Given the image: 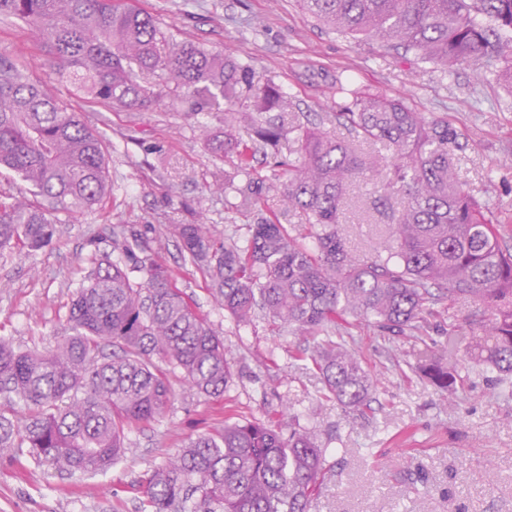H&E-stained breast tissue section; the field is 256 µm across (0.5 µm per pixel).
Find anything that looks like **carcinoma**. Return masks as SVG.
Listing matches in <instances>:
<instances>
[{"mask_svg": "<svg viewBox=\"0 0 512 512\" xmlns=\"http://www.w3.org/2000/svg\"><path fill=\"white\" fill-rule=\"evenodd\" d=\"M328 29L402 50L450 71L471 67L484 81L512 89V0H300ZM0 19L39 34L50 58L49 79L69 84L75 98L139 108L152 102L150 80L173 84L181 111L224 110V134L203 131L215 156L236 161L245 182L239 207L254 214L248 244L216 237L204 221L173 224L184 262L204 271L224 310L247 319L255 309L307 336H322L310 360L327 396L347 410L367 407L377 378L343 335L365 322L381 336L428 333L433 305L464 296L486 319L472 328L471 359L512 377V251L503 225L460 183L457 131L427 120L403 101L361 94L336 114L348 133L300 131L285 122L293 102L269 78L232 55L173 43L157 20L124 0H0ZM380 143L393 161L362 144ZM106 137L57 100L48 82L0 53V169L27 185L0 198V248L48 247L58 214L90 211L109 192ZM258 148L280 161L282 194L300 222L286 226L262 210L250 160ZM374 181L389 210L392 235L370 255H357L339 233L347 186ZM319 227L315 249L301 228ZM110 251L92 254L91 268L71 297V334L46 352L18 350L0 337V458L27 456L37 467L68 475L105 471L121 458L127 433L169 408V374L202 397L224 394L231 369L224 340L187 302L150 238L117 224ZM448 350L419 366L445 396L465 379ZM165 362L160 366L157 360ZM23 407L24 416L17 415ZM325 449L318 434L257 421H224L189 440L138 482L141 512H309Z\"/></svg>", "mask_w": 512, "mask_h": 512, "instance_id": "obj_1", "label": "carcinoma"}]
</instances>
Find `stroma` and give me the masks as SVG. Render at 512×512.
<instances>
[{
    "mask_svg": "<svg viewBox=\"0 0 512 512\" xmlns=\"http://www.w3.org/2000/svg\"><path fill=\"white\" fill-rule=\"evenodd\" d=\"M160 22L175 42H193L231 54L272 79L300 116L336 137L334 123L348 97L336 83L402 99L428 119H444L464 145L457 175L512 226V96L496 83L478 82L469 67L445 76L414 56H380L376 45L337 34L306 13L298 0H130ZM0 50L43 80L51 63L24 24L0 25ZM83 121L107 140L111 191L94 210L57 225L53 245L39 252L0 250V336L17 348L44 351L67 334L70 295L95 249H106L112 224L155 229L156 248L196 310L224 339L232 377L223 397L209 400L180 374L170 377L174 398L159 421L127 434L121 459L95 475L43 474L0 459V512H138L131 489L141 476L175 454L188 438L222 428L225 419L277 420L282 404L301 426L317 431L325 450L324 478L310 512H512V395L496 372L471 363L469 330L448 336L449 318L475 320L477 306L455 299L448 316L431 321V345L408 336H381L367 324L352 330L350 345L380 373L371 409L359 417L322 396V382L298 353L310 343L289 327L272 330L263 313L240 321L211 298L203 274L184 264L171 224L204 220L227 242L246 243L249 219L232 192L215 180L240 181L229 160L216 159L200 128L224 130V115L177 110L169 93L140 108L107 107L73 99L65 83L51 86ZM375 189L347 190L340 230L353 252H373L388 237L386 214L373 205ZM454 343L469 384L455 405L416 367Z\"/></svg>",
    "mask_w": 512,
    "mask_h": 512,
    "instance_id": "obj_1",
    "label": "stroma"
}]
</instances>
